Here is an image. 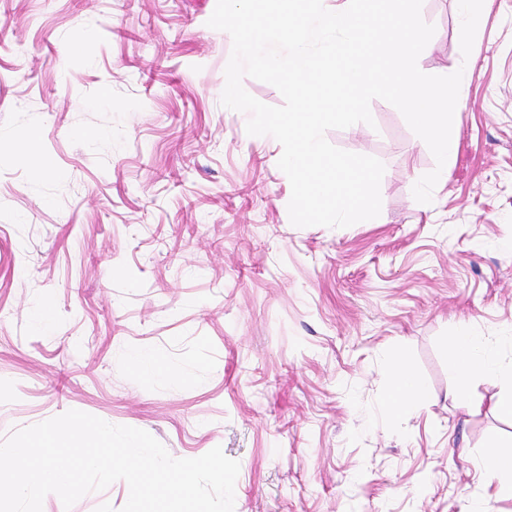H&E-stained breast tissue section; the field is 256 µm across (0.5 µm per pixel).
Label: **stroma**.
Listing matches in <instances>:
<instances>
[{"instance_id":"35a3bbf8","label":"stroma","mask_w":512,"mask_h":512,"mask_svg":"<svg viewBox=\"0 0 512 512\" xmlns=\"http://www.w3.org/2000/svg\"><path fill=\"white\" fill-rule=\"evenodd\" d=\"M215 5L0 0V440L76 409L176 458L222 447L234 512H512L476 468L512 421L448 397L512 389V0L485 10L468 67L456 0H423L419 69L463 73L448 176L415 201L434 157L373 100V125L326 138L384 164L381 213L335 229L291 224L281 145L222 105ZM33 132L38 178L16 155ZM463 325L500 367L461 386ZM396 357L424 392L393 416ZM126 501L118 480L43 512Z\"/></svg>"}]
</instances>
